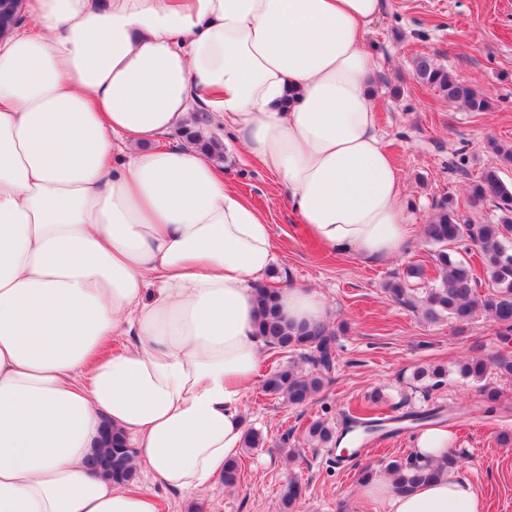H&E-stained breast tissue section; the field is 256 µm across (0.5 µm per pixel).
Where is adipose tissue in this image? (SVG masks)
<instances>
[{"instance_id":"obj_1","label":"adipose tissue","mask_w":512,"mask_h":512,"mask_svg":"<svg viewBox=\"0 0 512 512\" xmlns=\"http://www.w3.org/2000/svg\"><path fill=\"white\" fill-rule=\"evenodd\" d=\"M381 0H25L0 35V512H157L94 473L103 430L136 469L207 490L240 456L265 340L270 224L213 158L158 145L204 111L287 187L325 249L382 263L411 235L377 128ZM324 323L316 289L281 292ZM127 346L102 354L112 338ZM382 512H484L455 469Z\"/></svg>"}]
</instances>
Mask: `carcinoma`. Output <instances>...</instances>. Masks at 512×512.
<instances>
[{
	"label": "carcinoma",
	"instance_id": "cac0c4a2",
	"mask_svg": "<svg viewBox=\"0 0 512 512\" xmlns=\"http://www.w3.org/2000/svg\"><path fill=\"white\" fill-rule=\"evenodd\" d=\"M19 0H0V30L9 29L18 21ZM413 75L418 82L437 93L441 98L458 102L470 112H486L492 108V99L472 86L455 79L447 69L432 58L419 54L414 57ZM179 136L189 145L223 156V144L208 136L194 123L183 127ZM496 155L494 164L485 167L469 185L467 203L479 210L491 204L497 212L494 221L462 220L454 198L444 197L434 206L428 222L423 225L425 241L436 247L435 268L440 282L419 296L411 288V281L423 276V269L409 266L405 272L392 277L384 284L385 293L394 301L413 309L428 321L446 318L466 326L485 316L495 322L501 334H512V182L502 178L503 170L512 168V147L495 141L488 142ZM477 249L482 271L493 292L480 297L476 292L477 277L464 260L457 257L461 245ZM259 301V334L269 346L280 351H302V356L313 365V372L304 373L289 364L272 371L263 383L264 391L288 407H302L322 389L335 361V334L323 325L290 326L281 320L278 311L277 289L261 285L255 288ZM488 372V364L472 359L458 365V373L465 379L481 382ZM417 382L427 383L430 389L438 388L447 379V369L442 366L418 368L412 374ZM378 402L368 401L359 410L354 423L372 426L378 422L374 411ZM307 437L323 444L334 440V430L323 419H315L306 429ZM133 449L118 440L102 448L91 458L90 465L112 475V481L133 485L138 471L130 464ZM457 464L453 453L440 462L425 460L413 452L406 458L391 461L387 470L393 476L396 488L409 491L422 481L433 478ZM303 494L302 483L292 480L282 494L284 508H289Z\"/></svg>",
	"mask_w": 512,
	"mask_h": 512
}]
</instances>
